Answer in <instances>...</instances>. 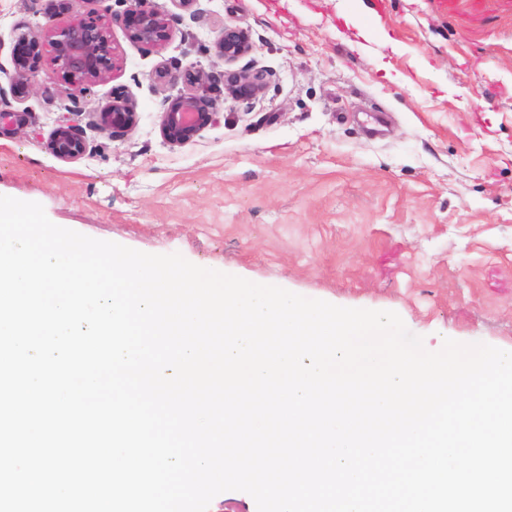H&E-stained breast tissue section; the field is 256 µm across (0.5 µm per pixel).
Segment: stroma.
Segmentation results:
<instances>
[{"instance_id":"1","label":"stroma","mask_w":512,"mask_h":512,"mask_svg":"<svg viewBox=\"0 0 512 512\" xmlns=\"http://www.w3.org/2000/svg\"><path fill=\"white\" fill-rule=\"evenodd\" d=\"M199 0L188 40L113 41L121 72L92 103L135 100L137 127L85 126L84 158L44 147L60 94H28L39 138L0 139V195L51 222L149 254L331 304L391 310L436 351L444 339L512 347V0ZM40 0H0V70ZM247 29L239 66L264 95L225 98L187 144H164L174 88L163 61L208 66L222 25ZM381 28L389 42L363 37Z\"/></svg>"}]
</instances>
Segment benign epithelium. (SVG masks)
Returning <instances> with one entry per match:
<instances>
[{
	"label": "benign epithelium",
	"mask_w": 512,
	"mask_h": 512,
	"mask_svg": "<svg viewBox=\"0 0 512 512\" xmlns=\"http://www.w3.org/2000/svg\"><path fill=\"white\" fill-rule=\"evenodd\" d=\"M45 22L35 27H16L15 43H45L51 49V71L39 77L36 60L13 57L9 88L0 85V137L23 133L29 125L28 112L14 111L7 102V92L23 88L32 92L45 87V82L57 86L58 92L75 101L86 98L90 89L120 70L122 63L112 47V29L119 26L126 38L151 48H161L176 35L172 15L153 4V0H115L123 9H105L92 19H81L68 26L56 24L61 12L74 7V0H46ZM253 49L247 31L232 26L222 28L214 41L211 66L230 65ZM267 72L244 68L224 70V94L235 99H254L263 94ZM154 79L166 85L183 84L172 103L160 113V134L172 148L191 141L218 119L217 104L213 103L211 73L195 69L179 75L168 62L158 65ZM69 109L57 120L45 141V148L58 160L71 163L81 159L88 150L84 132L73 123ZM90 126L99 133L115 134L133 130L139 121L136 106L128 100H116L88 110Z\"/></svg>",
	"instance_id": "1"
}]
</instances>
